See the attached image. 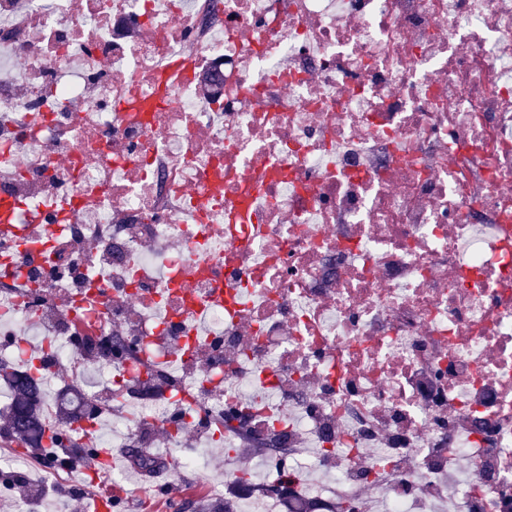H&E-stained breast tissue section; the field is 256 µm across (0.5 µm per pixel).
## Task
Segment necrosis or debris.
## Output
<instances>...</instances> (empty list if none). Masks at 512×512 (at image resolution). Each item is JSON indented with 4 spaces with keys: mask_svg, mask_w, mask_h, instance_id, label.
<instances>
[{
    "mask_svg": "<svg viewBox=\"0 0 512 512\" xmlns=\"http://www.w3.org/2000/svg\"><path fill=\"white\" fill-rule=\"evenodd\" d=\"M0 48V362L95 363L181 502L512 512V0H0Z\"/></svg>",
    "mask_w": 512,
    "mask_h": 512,
    "instance_id": "4bbe7bcc",
    "label": "necrosis or debris"
}]
</instances>
